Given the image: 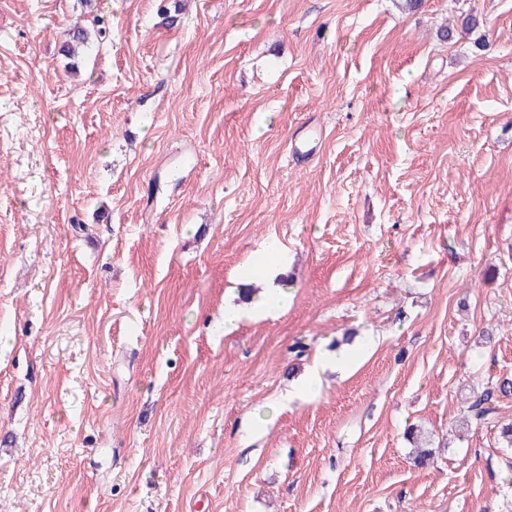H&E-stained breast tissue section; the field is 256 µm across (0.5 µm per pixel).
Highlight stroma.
<instances>
[{
    "label": "stroma",
    "mask_w": 512,
    "mask_h": 512,
    "mask_svg": "<svg viewBox=\"0 0 512 512\" xmlns=\"http://www.w3.org/2000/svg\"><path fill=\"white\" fill-rule=\"evenodd\" d=\"M402 4L0 0V512H512V0ZM497 393L502 397H509L512 395V380L509 378L498 379L494 383V387L487 389L482 394V399L476 400L472 405L468 406L467 412L475 411L476 417H485L492 410L490 407H483V401L491 400L492 395Z\"/></svg>",
    "instance_id": "stroma-1"
}]
</instances>
